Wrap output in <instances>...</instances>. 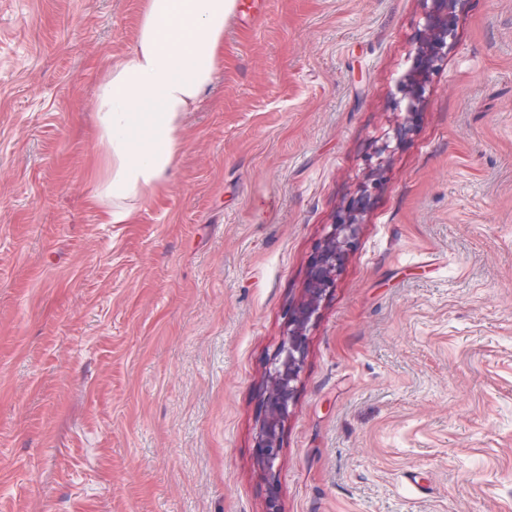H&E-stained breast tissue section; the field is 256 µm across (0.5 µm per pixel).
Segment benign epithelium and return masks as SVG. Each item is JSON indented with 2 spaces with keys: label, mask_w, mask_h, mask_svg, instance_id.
Masks as SVG:
<instances>
[{
  "label": "benign epithelium",
  "mask_w": 512,
  "mask_h": 512,
  "mask_svg": "<svg viewBox=\"0 0 512 512\" xmlns=\"http://www.w3.org/2000/svg\"><path fill=\"white\" fill-rule=\"evenodd\" d=\"M422 3L423 28L410 54L411 65L398 81L406 104L405 115L394 129L397 140L414 130L415 115L423 104L422 90L429 81L435 63L447 52L456 12L464 0H422ZM369 205V191L364 190L354 196L325 235L310 261L301 300L290 313L287 335L266 377L262 411L257 421L256 459L267 486L265 512H282L279 457L285 424L295 401L307 354L310 327L319 314L326 292L333 287L338 272L345 264L349 247L358 234Z\"/></svg>",
  "instance_id": "1"
}]
</instances>
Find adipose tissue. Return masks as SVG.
Masks as SVG:
<instances>
[{
    "mask_svg": "<svg viewBox=\"0 0 512 512\" xmlns=\"http://www.w3.org/2000/svg\"><path fill=\"white\" fill-rule=\"evenodd\" d=\"M237 0H144L132 49L97 87L101 168L94 204L106 223H131L162 188L191 111L223 65L224 26Z\"/></svg>",
    "mask_w": 512,
    "mask_h": 512,
    "instance_id": "ef3b65f1",
    "label": "adipose tissue"
}]
</instances>
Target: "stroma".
Wrapping results in <instances>:
<instances>
[{
    "label": "stroma",
    "instance_id": "obj_1",
    "mask_svg": "<svg viewBox=\"0 0 512 512\" xmlns=\"http://www.w3.org/2000/svg\"><path fill=\"white\" fill-rule=\"evenodd\" d=\"M132 223L91 203L143 0H0V512H264L256 425L309 261L283 512H512V0H467L413 132L422 0H238Z\"/></svg>",
    "mask_w": 512,
    "mask_h": 512
}]
</instances>
